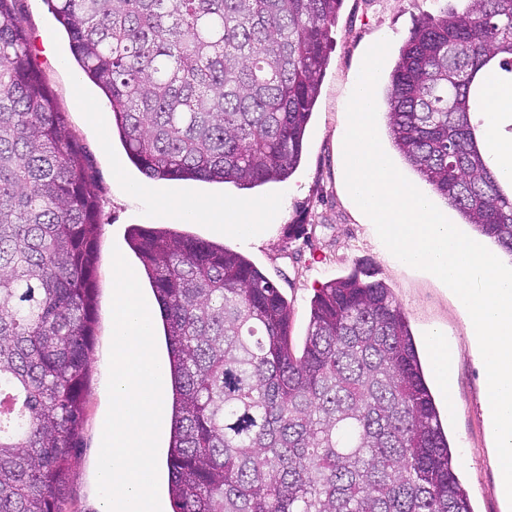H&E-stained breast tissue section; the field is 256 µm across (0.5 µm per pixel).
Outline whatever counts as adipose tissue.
I'll return each instance as SVG.
<instances>
[{"mask_svg":"<svg viewBox=\"0 0 512 512\" xmlns=\"http://www.w3.org/2000/svg\"><path fill=\"white\" fill-rule=\"evenodd\" d=\"M475 109L483 120L488 162L502 176L512 180V136L503 135L500 131L502 116L512 112V83L490 85L476 101ZM155 203L159 208L184 217L209 212L214 221L222 223L225 235L247 242L264 236L269 218L281 209L280 203L276 201L224 199L205 204L170 195L156 197ZM428 351L433 376L445 400L453 401L454 369L459 360V352L443 333L429 336Z\"/></svg>","mask_w":512,"mask_h":512,"instance_id":"ef3b65f1","label":"adipose tissue"}]
</instances>
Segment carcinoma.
I'll use <instances>...</instances> for the list:
<instances>
[{
    "instance_id": "cac0c4a2",
    "label": "carcinoma",
    "mask_w": 512,
    "mask_h": 512,
    "mask_svg": "<svg viewBox=\"0 0 512 512\" xmlns=\"http://www.w3.org/2000/svg\"><path fill=\"white\" fill-rule=\"evenodd\" d=\"M150 180L254 188L297 169L342 0H49ZM512 75V0L414 29L386 87L394 147L512 256V201L472 124ZM99 211L0 0V512H61L83 420ZM174 383L173 512H473L402 307L353 273L301 352L279 288L224 244L134 228Z\"/></svg>"
}]
</instances>
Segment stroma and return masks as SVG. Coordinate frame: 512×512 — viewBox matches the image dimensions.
I'll return each mask as SVG.
<instances>
[{"instance_id": "1", "label": "stroma", "mask_w": 512, "mask_h": 512, "mask_svg": "<svg viewBox=\"0 0 512 512\" xmlns=\"http://www.w3.org/2000/svg\"><path fill=\"white\" fill-rule=\"evenodd\" d=\"M462 0H343L329 28V64L315 104L301 163L286 181L250 190L214 187L191 181H154L131 166L118 138L107 136L109 110L86 112V101L103 96L73 60L67 37L58 29L46 0H17L32 46L33 60L52 90L89 164V184L100 207L102 232L95 265L94 338L89 353L85 407L76 459L64 491L62 512H99L94 470L100 451L99 426L107 403L112 336L113 250L133 260L126 243L131 225H165L182 233L224 242L246 256L294 308L293 341H301L316 291L358 270L384 282L406 313L418 340L447 330L460 358L455 368V401L444 412V428L453 452L454 470L469 492L474 512H512L498 491L490 460L488 428L482 402L483 375L469 352L467 324L446 287L432 276L404 269L383 257L367 224L349 201L343 185L338 135L346 118L348 89L366 50L387 39L391 48L382 68L390 74L413 28L461 7ZM170 194L189 200H279L283 208L272 220L267 238L245 242L228 237L215 223L187 222L159 209L154 198Z\"/></svg>"}]
</instances>
